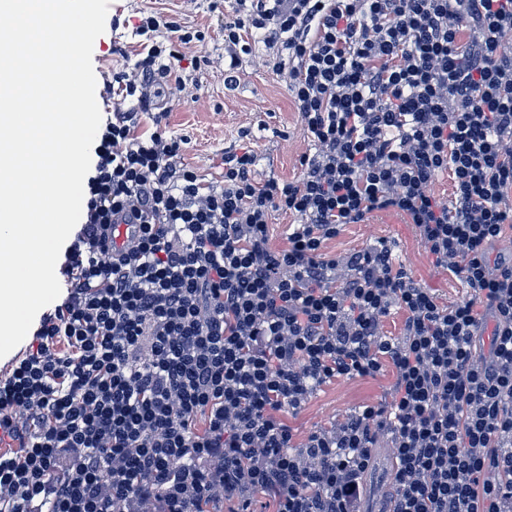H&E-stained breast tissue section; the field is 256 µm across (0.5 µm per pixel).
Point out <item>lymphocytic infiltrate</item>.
<instances>
[{
  "mask_svg": "<svg viewBox=\"0 0 512 512\" xmlns=\"http://www.w3.org/2000/svg\"><path fill=\"white\" fill-rule=\"evenodd\" d=\"M228 3L225 84L261 32L314 151L293 182L228 151L210 182L181 162L166 109L147 128L114 106L66 295L0 370V512H362L384 437L390 512H512V255L488 268L512 230V0ZM162 54L113 82L140 102L183 92L179 75L154 82ZM277 211L295 219L278 245ZM379 212L469 296L441 301L383 243L328 254ZM114 224L138 230L111 249ZM394 308L397 339L381 333ZM387 371L389 402L288 424L317 387Z\"/></svg>",
  "mask_w": 512,
  "mask_h": 512,
  "instance_id": "f902f5d3",
  "label": "lymphocytic infiltrate"
}]
</instances>
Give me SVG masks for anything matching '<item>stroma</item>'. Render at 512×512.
Segmentation results:
<instances>
[{
  "mask_svg": "<svg viewBox=\"0 0 512 512\" xmlns=\"http://www.w3.org/2000/svg\"><path fill=\"white\" fill-rule=\"evenodd\" d=\"M152 10L164 21L189 30L203 31L202 41L180 46V74L188 97L167 105L168 128L180 142L183 163L198 170L206 180H220L224 153L248 147L257 154L256 176L273 175L297 180L299 160L310 145L304 140L283 76L274 71L276 52L253 34V52L244 57L235 88L224 86V0H112L105 31L93 47V67L98 86L97 100L106 97L104 85L113 72L134 73L142 51V37L133 32L139 11ZM386 240L395 263L403 265L423 287L444 301L469 295L466 283L436 270L413 228L402 216L381 213L361 224L347 225L332 240L331 253L343 254ZM390 375L375 378L339 379L318 388L297 415L288 422L299 433L317 426H331L362 406L380 403L388 396Z\"/></svg>",
  "mask_w": 512,
  "mask_h": 512,
  "instance_id": "stroma-1",
  "label": "stroma"
}]
</instances>
